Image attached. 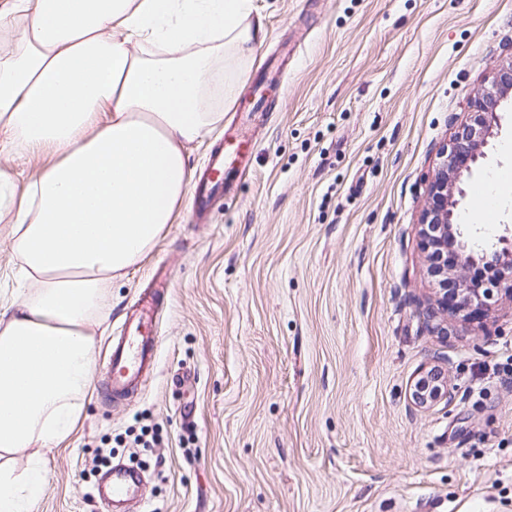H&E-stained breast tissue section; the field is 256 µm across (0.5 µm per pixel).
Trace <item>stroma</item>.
Instances as JSON below:
<instances>
[{
    "instance_id": "stroma-1",
    "label": "stroma",
    "mask_w": 512,
    "mask_h": 512,
    "mask_svg": "<svg viewBox=\"0 0 512 512\" xmlns=\"http://www.w3.org/2000/svg\"><path fill=\"white\" fill-rule=\"evenodd\" d=\"M237 97L266 68L277 108L255 121L249 173L202 220L192 202L114 281L94 327L95 378L125 311L166 265L158 368L119 404L93 393L46 456L34 512H103L113 461L149 462L142 512H512V297L487 314H425L439 286L417 224L437 153L493 67L512 64V0H253ZM475 187L512 181V97ZM0 215V298L27 291ZM438 369L452 404L411 387ZM148 425L160 441L120 442Z\"/></svg>"
}]
</instances>
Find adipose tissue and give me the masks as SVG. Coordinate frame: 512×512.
<instances>
[{
  "label": "adipose tissue",
  "mask_w": 512,
  "mask_h": 512,
  "mask_svg": "<svg viewBox=\"0 0 512 512\" xmlns=\"http://www.w3.org/2000/svg\"><path fill=\"white\" fill-rule=\"evenodd\" d=\"M252 8L0 0V30L19 46L0 54V151L50 160L21 187L0 170L30 286L0 304V512H33L46 454L74 434L95 375L89 327L174 222L192 180L184 148L224 118L212 62L250 53Z\"/></svg>",
  "instance_id": "adipose-tissue-1"
}]
</instances>
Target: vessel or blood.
<instances>
[{
  "instance_id": "1",
  "label": "vessel or blood",
  "mask_w": 512,
  "mask_h": 512,
  "mask_svg": "<svg viewBox=\"0 0 512 512\" xmlns=\"http://www.w3.org/2000/svg\"><path fill=\"white\" fill-rule=\"evenodd\" d=\"M255 148L253 138L225 131L224 144L210 161L196 182L194 214L204 217L213 202L223 196L226 187L247 172L250 155ZM170 275L167 269L156 268L136 305L130 309L118 336L113 337L108 349L107 377L101 386L103 397L113 403L127 400L138 392L146 375L157 364L160 338L153 326L152 316L167 302ZM145 478L139 469L116 465L105 473L93 495L106 512H115L126 502L143 503Z\"/></svg>"
}]
</instances>
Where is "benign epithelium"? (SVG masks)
<instances>
[{
	"mask_svg": "<svg viewBox=\"0 0 512 512\" xmlns=\"http://www.w3.org/2000/svg\"><path fill=\"white\" fill-rule=\"evenodd\" d=\"M490 88L471 102L469 121L461 126L452 138L450 144L439 153L437 173L427 185V194L431 206L425 210L419 224V237L426 250H448V241L456 244L454 266L476 267L481 264H491L497 270L496 287L512 296V262L504 263L503 257L512 253V248L499 249L492 245L481 250H473L469 246L467 225L463 224L460 214L454 213L453 206L448 204V174L456 176L463 173L471 174L477 168V163L484 154L480 148L485 144L488 134L484 133L486 115L495 111L492 103L500 96L512 92V65L495 67L489 76ZM490 293H481L478 288H465L453 309L455 314L469 320L483 312L487 306ZM435 376L431 370L417 379L413 385L411 397L414 402L422 405L438 401H452L453 393L448 390L445 381L439 385L425 389V384Z\"/></svg>",
	"mask_w": 512,
	"mask_h": 512,
	"instance_id": "obj_1",
	"label": "benign epithelium"
}]
</instances>
